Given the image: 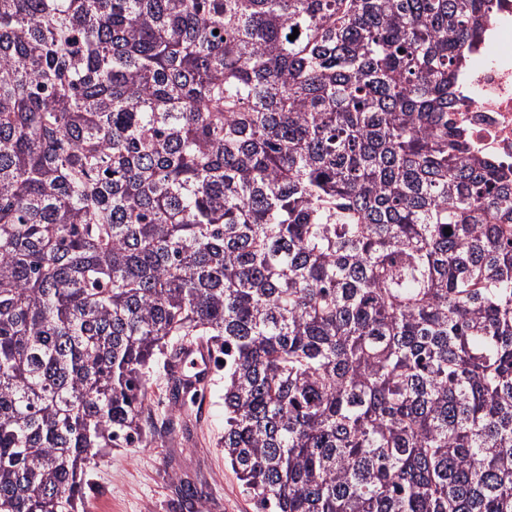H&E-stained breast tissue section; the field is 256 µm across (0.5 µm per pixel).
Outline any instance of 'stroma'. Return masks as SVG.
<instances>
[{"label":"stroma","instance_id":"stroma-1","mask_svg":"<svg viewBox=\"0 0 512 512\" xmlns=\"http://www.w3.org/2000/svg\"><path fill=\"white\" fill-rule=\"evenodd\" d=\"M152 434L127 448H110L91 467L87 505L108 502L112 512H186L177 481L195 483L202 512H256L224 461V372L216 370L206 405L174 406L166 371L150 374Z\"/></svg>","mask_w":512,"mask_h":512}]
</instances>
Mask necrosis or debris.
<instances>
[{"label": "necrosis or debris", "mask_w": 512, "mask_h": 512, "mask_svg": "<svg viewBox=\"0 0 512 512\" xmlns=\"http://www.w3.org/2000/svg\"><path fill=\"white\" fill-rule=\"evenodd\" d=\"M488 44L475 50L465 73L466 96L451 117L475 151L504 171L512 170V50L502 47L512 34V0H498Z\"/></svg>", "instance_id": "4bbe7bcc"}]
</instances>
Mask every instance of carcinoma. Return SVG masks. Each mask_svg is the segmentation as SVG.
I'll return each instance as SVG.
<instances>
[{
  "label": "carcinoma",
  "mask_w": 512,
  "mask_h": 512,
  "mask_svg": "<svg viewBox=\"0 0 512 512\" xmlns=\"http://www.w3.org/2000/svg\"><path fill=\"white\" fill-rule=\"evenodd\" d=\"M496 7L0 0V512H77L185 336L258 512H512ZM490 40L476 48L474 65L465 73L466 97L449 115L475 151L504 171L512 170V50L502 47L503 36L512 41V1L499 0L488 26Z\"/></svg>",
  "instance_id": "1"
}]
</instances>
